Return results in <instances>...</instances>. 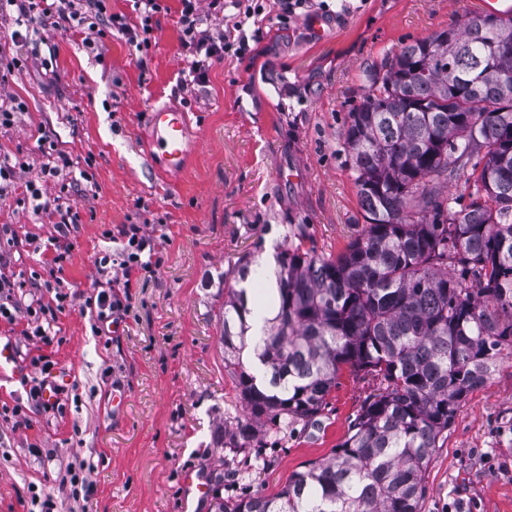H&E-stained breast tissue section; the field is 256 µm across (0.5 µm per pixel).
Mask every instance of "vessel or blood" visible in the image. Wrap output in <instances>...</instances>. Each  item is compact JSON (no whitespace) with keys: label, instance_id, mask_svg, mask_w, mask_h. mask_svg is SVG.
I'll return each instance as SVG.
<instances>
[{"label":"vessel or blood","instance_id":"1","mask_svg":"<svg viewBox=\"0 0 512 512\" xmlns=\"http://www.w3.org/2000/svg\"><path fill=\"white\" fill-rule=\"evenodd\" d=\"M147 118L153 143L161 153L163 171L169 174L181 171L191 149L187 135L190 124L187 113L154 107L148 112Z\"/></svg>","mask_w":512,"mask_h":512}]
</instances>
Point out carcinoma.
<instances>
[{
	"instance_id": "obj_1",
	"label": "carcinoma",
	"mask_w": 512,
	"mask_h": 512,
	"mask_svg": "<svg viewBox=\"0 0 512 512\" xmlns=\"http://www.w3.org/2000/svg\"><path fill=\"white\" fill-rule=\"evenodd\" d=\"M512 16L475 13L368 75L343 132L366 225L339 255L283 238L272 274L241 256L221 344L245 418L310 422L345 369L378 380L332 457L273 497L217 495L214 512H419L424 473L462 403L512 358ZM473 181L456 208L448 184Z\"/></svg>"
}]
</instances>
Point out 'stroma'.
I'll list each match as a JSON object with an SVG mask.
<instances>
[{
	"label": "stroma",
	"instance_id": "obj_1",
	"mask_svg": "<svg viewBox=\"0 0 512 512\" xmlns=\"http://www.w3.org/2000/svg\"><path fill=\"white\" fill-rule=\"evenodd\" d=\"M152 19L148 49L117 37L87 53L81 29L41 33L37 59L8 72L0 94L24 103L0 126V159L26 161L0 196V256L27 280L62 278L74 297L57 315L50 345L11 333L17 371L0 378V406L23 403L30 428L0 416V512H32V497H52L55 512L74 503L59 482L77 460L94 457V512H210L183 483L187 473L224 470L222 494L276 495L289 477L330 458L366 398L370 377L342 372L315 422L268 431L251 447L216 448V425L232 431L243 413L236 377L220 343L219 283L245 253L274 250L301 224L302 247L336 255L365 226L352 159L342 133L371 70L402 46L447 28L484 0H333L326 32L308 17L268 23L241 59L214 62L205 86L180 84L187 67L178 0ZM188 112L194 152L177 176L160 172L149 149L146 112ZM65 153L90 181L44 182L42 169ZM47 184L79 214L61 267L40 253L59 217L33 218L27 182ZM140 224L160 265L131 290V312L110 342L94 339L81 313L98 279L96 259L121 261V225ZM113 237H105V230ZM225 280H218V273ZM50 356L61 409L29 402L25 379L37 354ZM420 512H512V360L471 392L440 441L424 476Z\"/></svg>",
	"mask_w": 512,
	"mask_h": 512
}]
</instances>
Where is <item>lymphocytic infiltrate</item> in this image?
Here are the masks:
<instances>
[{
  "instance_id": "f902f5d3",
  "label": "lymphocytic infiltrate",
  "mask_w": 512,
  "mask_h": 512,
  "mask_svg": "<svg viewBox=\"0 0 512 512\" xmlns=\"http://www.w3.org/2000/svg\"><path fill=\"white\" fill-rule=\"evenodd\" d=\"M16 6V28L9 39L30 44L32 33L47 26L77 24L86 29V45L113 34L127 39L136 47L151 43L152 17L162 10V0H133L140 16L136 25L122 17L106 15L104 0H9ZM180 42L187 68L183 89L203 85L213 62L225 58H242L249 47V31L267 21H289L298 13L325 10L326 0H179ZM127 240L126 257L116 271H109L108 257L97 260L100 277L95 292L86 296L82 308L91 332L102 336L103 325L112 316H122L131 309L130 288L135 278L153 272L155 263L143 253L151 243L143 225L127 224L121 230ZM17 283L13 276L0 271V320L20 327L22 336L39 338L50 344L55 312L63 308L68 294L62 281L45 283L46 298H32L29 305L16 299Z\"/></svg>"
}]
</instances>
